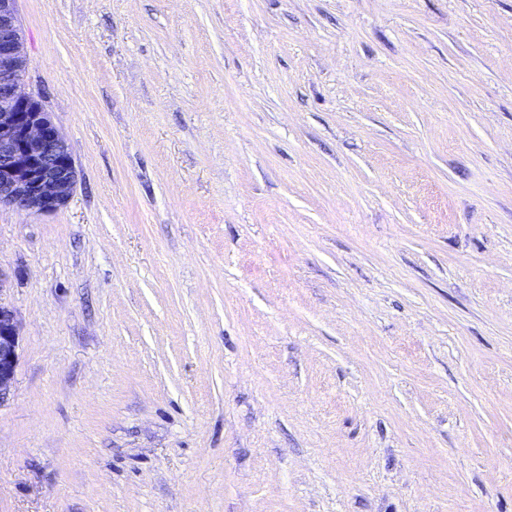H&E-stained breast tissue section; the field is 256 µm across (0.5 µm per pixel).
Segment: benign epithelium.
I'll list each match as a JSON object with an SVG mask.
<instances>
[{
	"label": "benign epithelium",
	"instance_id": "7a95c632",
	"mask_svg": "<svg viewBox=\"0 0 512 512\" xmlns=\"http://www.w3.org/2000/svg\"><path fill=\"white\" fill-rule=\"evenodd\" d=\"M26 67L17 0H0V206L39 214L68 203L77 172L52 113L25 89ZM18 336L14 312L0 302V405L14 382Z\"/></svg>",
	"mask_w": 512,
	"mask_h": 512
}]
</instances>
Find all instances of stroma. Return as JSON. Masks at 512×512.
I'll return each instance as SVG.
<instances>
[{
	"label": "stroma",
	"mask_w": 512,
	"mask_h": 512,
	"mask_svg": "<svg viewBox=\"0 0 512 512\" xmlns=\"http://www.w3.org/2000/svg\"><path fill=\"white\" fill-rule=\"evenodd\" d=\"M17 10L0 512H512V0ZM16 5L17 0H0V206L39 214L68 203L77 172L52 113L25 89ZM18 336L14 312L0 302V405L8 399L14 382Z\"/></svg>",
	"instance_id": "35a3bbf8"
}]
</instances>
